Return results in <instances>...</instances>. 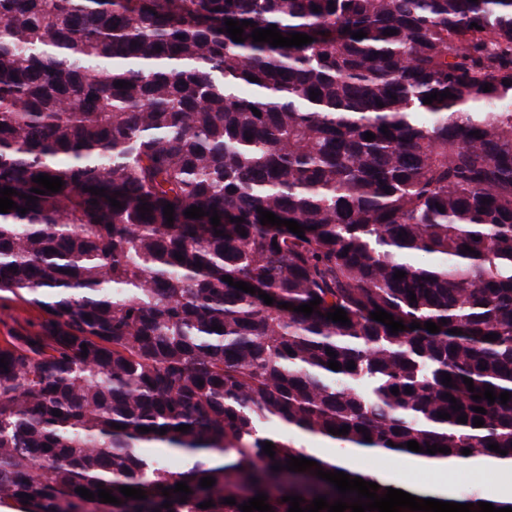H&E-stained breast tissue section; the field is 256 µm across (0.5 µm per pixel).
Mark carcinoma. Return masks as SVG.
<instances>
[{
    "label": "carcinoma",
    "mask_w": 512,
    "mask_h": 512,
    "mask_svg": "<svg viewBox=\"0 0 512 512\" xmlns=\"http://www.w3.org/2000/svg\"><path fill=\"white\" fill-rule=\"evenodd\" d=\"M227 19L252 22L245 41ZM272 24L313 42L249 37ZM41 173L61 190L0 213V292L44 313L0 344V512H96L79 487L111 491L109 512H241L260 492L274 512L287 495L332 504L315 468L272 470H338L305 438L512 459V400L472 399L512 395V0H0V188L24 208ZM337 308L351 325L327 319ZM182 453L193 466L171 469ZM181 481L184 503L158 489Z\"/></svg>",
    "instance_id": "obj_1"
}]
</instances>
